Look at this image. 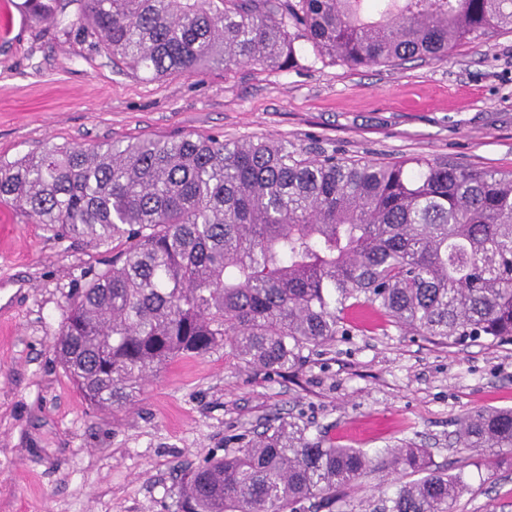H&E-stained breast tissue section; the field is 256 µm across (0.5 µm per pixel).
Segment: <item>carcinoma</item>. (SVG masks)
I'll use <instances>...</instances> for the list:
<instances>
[{
    "label": "carcinoma",
    "instance_id": "cac0c4a2",
    "mask_svg": "<svg viewBox=\"0 0 512 512\" xmlns=\"http://www.w3.org/2000/svg\"><path fill=\"white\" fill-rule=\"evenodd\" d=\"M40 18L53 0H26ZM72 25L112 62L154 77L444 61L512 31V0H79ZM0 205L56 235L123 243L69 299L55 349L87 404L118 408L183 356L230 347L279 371L359 327L364 306L418 336L512 342V171L446 160L312 156L286 140L176 138L51 146L0 160ZM455 442L512 454V409L468 412ZM183 470L177 512H300L344 503L385 465L424 471L381 512H452L460 473L409 445L374 458L269 425Z\"/></svg>",
    "mask_w": 512,
    "mask_h": 512
}]
</instances>
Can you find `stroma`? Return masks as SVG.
<instances>
[{
    "mask_svg": "<svg viewBox=\"0 0 512 512\" xmlns=\"http://www.w3.org/2000/svg\"><path fill=\"white\" fill-rule=\"evenodd\" d=\"M78 9L65 0L56 22L27 18L0 45V159L192 134L512 170V32L460 44L444 61L154 79L113 67L71 31ZM120 247L56 238L0 206V512H174L178 470L283 422L371 455L417 444L431 467L463 472L455 512H512V456L488 464L448 444L464 413L512 408L511 343L438 344L370 313L366 328L305 350L286 374L220 346L162 366L125 407L89 408L55 341L69 297ZM393 490L378 470L348 495L356 512H376Z\"/></svg>",
    "mask_w": 512,
    "mask_h": 512,
    "instance_id": "stroma-1",
    "label": "stroma"
}]
</instances>
